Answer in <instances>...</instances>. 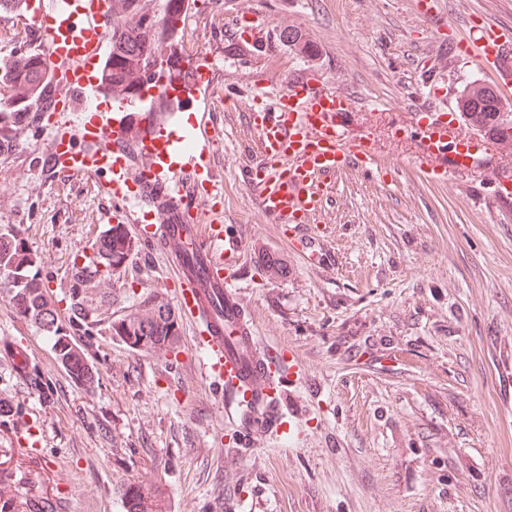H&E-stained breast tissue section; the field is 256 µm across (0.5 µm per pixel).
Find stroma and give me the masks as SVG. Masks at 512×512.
Listing matches in <instances>:
<instances>
[{
    "instance_id": "1",
    "label": "stroma",
    "mask_w": 512,
    "mask_h": 512,
    "mask_svg": "<svg viewBox=\"0 0 512 512\" xmlns=\"http://www.w3.org/2000/svg\"><path fill=\"white\" fill-rule=\"evenodd\" d=\"M218 2L189 14L177 50L184 68L202 55L214 64L201 104L223 114L213 163L241 244L236 287L262 345L294 367L277 383L294 435L227 419L189 320L174 353L109 335L113 320L175 307L166 257L132 225L121 267L89 264L107 205L90 183L46 173L41 144L58 118L31 112L0 155V225L27 240L59 318L79 285L90 333L76 342L94 380L74 382L53 336L1 289L0 461L62 497L64 512H124L130 484L161 488L162 512H512V201L492 178L502 156L431 181L407 131L417 99L440 106L487 79L456 43L478 23L512 30V0ZM248 3L271 38L239 57L228 46ZM18 16L0 12V60L35 53L38 16ZM288 30L318 56L284 47ZM307 74L355 97L350 126L379 163L373 176L338 175L310 227L314 266L240 177L254 96ZM16 350L28 372L10 365Z\"/></svg>"
}]
</instances>
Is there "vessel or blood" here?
Listing matches in <instances>:
<instances>
[{
    "label": "vessel or blood",
    "mask_w": 512,
    "mask_h": 512,
    "mask_svg": "<svg viewBox=\"0 0 512 512\" xmlns=\"http://www.w3.org/2000/svg\"><path fill=\"white\" fill-rule=\"evenodd\" d=\"M41 59L53 93L74 127H57L42 152L52 172L91 182L109 204L116 224H150L145 239L164 251L178 287L177 308L196 325L205 367L228 390L227 417H242L261 431L283 425L273 350L259 347L242 307L233 274L240 242L225 232L217 210H193L199 200L218 199L220 178L211 165L217 113L198 111L200 92L211 80L207 61L193 75L168 69L148 95V108L130 104L124 85L111 81L112 16L116 0H37ZM467 50L512 94V34L491 28L469 36ZM105 96L109 109L94 111ZM353 97L305 76L271 99L253 102L248 120L256 148L242 165L262 217L287 225L308 264L322 254L308 235L328 202L338 173L368 168L362 139L346 131ZM421 150L437 159L448 151L443 126L416 127Z\"/></svg>",
    "instance_id": "obj_1"
}]
</instances>
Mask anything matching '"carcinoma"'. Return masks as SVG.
<instances>
[{
    "label": "carcinoma",
    "instance_id": "1",
    "mask_svg": "<svg viewBox=\"0 0 512 512\" xmlns=\"http://www.w3.org/2000/svg\"><path fill=\"white\" fill-rule=\"evenodd\" d=\"M142 0H122L120 11L112 19V76L120 78L130 71L141 72L146 83L157 81L161 69L157 63L163 61L170 66L178 62L174 46L180 24L185 22V0H154L155 7L143 9ZM286 46H294L306 57L318 55L317 48L294 32L279 36ZM480 87L466 83L455 99L458 113L470 131L483 138L493 135L505 143V152L512 154V103L503 108L495 104L478 102V114L471 112L470 102L479 97ZM97 254L106 267H118L128 253L126 234L121 225L112 226L108 233L95 243ZM33 259L25 241L15 233L0 234V288H10L13 304L26 316L55 335V350L59 363L68 370L72 378L83 380L88 375V365L81 350L71 339V333L83 330L85 309L74 291L68 306V324L57 322L52 303L48 299L45 284L37 274H29ZM112 336L129 348L145 350L155 345L175 347L179 342L180 323L170 308H157L147 318L128 317L112 322ZM158 495L149 489L130 486L123 493L125 512H153ZM0 512H63L60 500L43 491L25 490L21 509L11 503L0 505Z\"/></svg>",
    "mask_w": 512,
    "mask_h": 512
}]
</instances>
